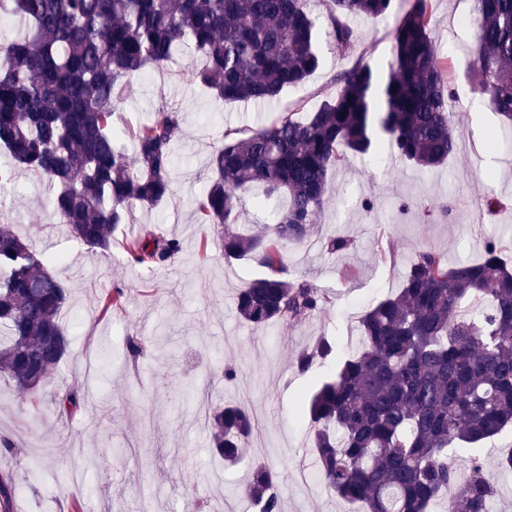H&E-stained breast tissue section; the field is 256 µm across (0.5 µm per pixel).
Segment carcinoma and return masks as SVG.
Here are the masks:
<instances>
[{
	"instance_id": "carcinoma-1",
	"label": "carcinoma",
	"mask_w": 512,
	"mask_h": 512,
	"mask_svg": "<svg viewBox=\"0 0 512 512\" xmlns=\"http://www.w3.org/2000/svg\"><path fill=\"white\" fill-rule=\"evenodd\" d=\"M322 24L336 52H356L353 17L375 19L393 0H322ZM435 0H413L393 34L387 78L356 63L335 94L241 135L227 129L210 158L212 175L195 201L200 224L222 233L224 257L258 253L271 274L238 290V317L259 329L295 325L330 303L304 279L279 277L288 247L305 243L330 192L333 172L384 149L432 169L454 154L449 69L432 40ZM474 93L512 124V0H473ZM185 45L200 63L192 83L216 102L271 104L304 85L320 63L308 0H0V194L16 173L48 180L52 214L96 253L112 249L130 210L158 209L173 192L182 116L160 108L117 147L112 120L125 88L165 65ZM279 206L272 231L232 229L244 198ZM0 201V372L37 401L69 341L61 314L69 299L46 260L6 222ZM498 239L479 259L450 266L422 250L395 292L359 320L361 349L308 402L317 470L344 502L365 512H490L498 494L483 463L458 464L454 449L476 448L512 429V264ZM131 264L152 270L181 251L176 238L148 231L123 244ZM124 293L100 297L101 313L123 309ZM325 338L299 351L302 373L330 357ZM82 395L55 401L70 417ZM213 450L234 461L249 446L253 418L227 404L208 415ZM18 486L0 479L8 512ZM247 494L260 512H282L279 475L257 466Z\"/></svg>"
}]
</instances>
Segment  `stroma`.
I'll return each mask as SVG.
<instances>
[{"instance_id":"35a3bbf8","label":"stroma","mask_w":512,"mask_h":512,"mask_svg":"<svg viewBox=\"0 0 512 512\" xmlns=\"http://www.w3.org/2000/svg\"><path fill=\"white\" fill-rule=\"evenodd\" d=\"M409 7V0H397L387 16L352 20L359 36L355 55L340 56L321 43L319 69L274 105L215 103L190 83L183 53L133 82L113 121L119 147L131 146L126 127L146 121L158 106L179 109L186 121L173 196L157 214L134 208L108 256L90 251L54 218L45 178L21 175L9 196L8 222L33 252L65 259L56 273L70 291L61 316L69 347L40 404L0 374V434L11 441L0 446V476L14 477L22 488L11 512H74L78 502L84 512H181L188 498L208 500L210 512H256L252 499L230 490L258 463L279 472L283 512H351L310 460L308 397L358 351L359 316L400 287L418 251L435 250L453 264L477 258L484 240L512 244V146L487 147L503 121L472 92V0H437L431 31L452 66L448 109L459 131L456 152L428 170L390 152L373 166L350 157L332 177L339 190L329 196L310 240L288 253L284 278L329 291L327 309L294 326L256 330L241 322L236 290L267 270L253 254L224 258L219 237L197 223L192 202L209 180L208 156L225 128L251 129L299 101L314 108L354 62L388 72L392 33ZM492 194L506 203L494 214L486 206ZM149 230L182 244L174 261L152 271L129 265L120 246ZM382 233L394 248L386 263L377 252ZM333 235L350 239V248L328 253L325 243ZM115 288L125 294L124 308L103 317L99 297ZM132 336L146 342V357L128 356ZM322 337L335 343L334 358L298 372L295 354ZM228 365L237 370L231 381L224 378ZM71 391L83 393L85 405L71 418L58 417L50 399ZM227 402L247 407L255 420L245 460L235 468L213 455L205 417L206 408ZM502 448H512V432L457 457L464 464L480 456L498 488L494 512H512V473L497 466Z\"/></svg>"}]
</instances>
